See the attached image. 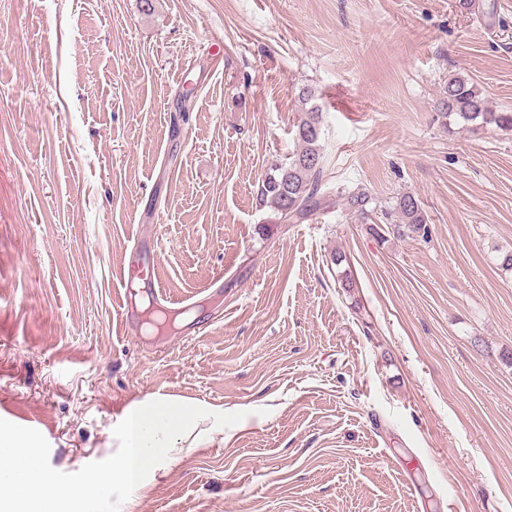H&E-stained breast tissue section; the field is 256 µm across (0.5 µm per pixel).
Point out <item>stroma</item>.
I'll return each mask as SVG.
<instances>
[{
    "label": "stroma",
    "mask_w": 512,
    "mask_h": 512,
    "mask_svg": "<svg viewBox=\"0 0 512 512\" xmlns=\"http://www.w3.org/2000/svg\"><path fill=\"white\" fill-rule=\"evenodd\" d=\"M153 5L0 0V418L72 473L130 405L243 413L119 512H512V130L438 109L461 73L512 112V0ZM306 88L324 188L412 194L427 236L262 203ZM139 237L204 333L121 332Z\"/></svg>",
    "instance_id": "35a3bbf8"
}]
</instances>
